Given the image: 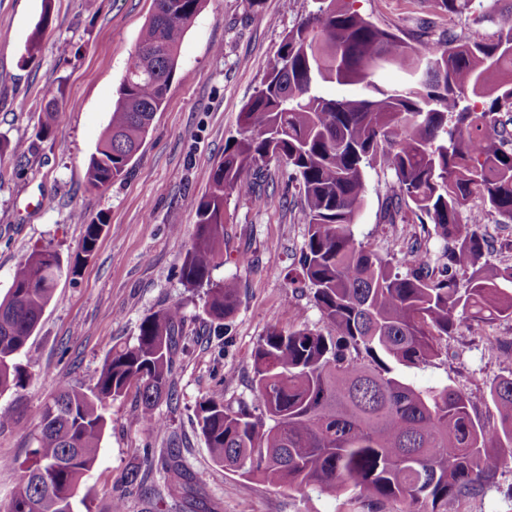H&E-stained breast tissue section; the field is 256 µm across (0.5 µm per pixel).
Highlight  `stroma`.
<instances>
[{"label": "stroma", "instance_id": "1", "mask_svg": "<svg viewBox=\"0 0 512 512\" xmlns=\"http://www.w3.org/2000/svg\"><path fill=\"white\" fill-rule=\"evenodd\" d=\"M380 27L415 28L429 12L426 0H352ZM313 8L312 0H206L179 51L177 73L162 109L127 175L91 188L86 170L105 131L122 77L153 11V0H0V296L15 268L36 248L52 246L63 261L81 251L84 222L103 220L93 254L75 276L58 282L38 328L20 357L30 373L24 390L0 394L18 425L0 429V459L25 461L37 413L62 381L95 386L113 346L134 342L141 321L180 306L186 342L172 372L174 400L160 401V427L138 421L135 390L106 405L98 459L82 491L92 512H102L130 470L144 476L142 491L126 497L125 512H368L354 493L336 496L313 487L269 483L243 490L238 473L213 463L197 422L199 403L214 391L235 406L251 399V352L270 327L299 322L322 333L308 291L293 288L306 240L297 191L285 189V165L267 163L264 190L287 194L280 208L232 194L224 204V264L215 278L236 283L240 302L218 330L203 312L204 291L187 286L179 267L196 222L195 204L208 191L212 169L236 135L239 116L259 89L285 33ZM50 10L42 50L22 63L26 40L43 10ZM64 86L63 111L53 133L38 139L40 110ZM394 185L391 171L367 172L368 194L354 227L357 240L383 255L401 257L414 243L438 253L417 223L381 220ZM77 260V259H76ZM447 354L400 375L419 387L449 385L476 396L477 415L493 425L498 412L490 386L512 375V321L461 323L443 338ZM154 454L178 450L202 474L192 489L168 492ZM448 512H512V469L479 495L449 504Z\"/></svg>", "mask_w": 512, "mask_h": 512}]
</instances>
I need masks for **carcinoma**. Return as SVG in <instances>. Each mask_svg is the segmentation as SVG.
Instances as JSON below:
<instances>
[{
    "label": "carcinoma",
    "mask_w": 512,
    "mask_h": 512,
    "mask_svg": "<svg viewBox=\"0 0 512 512\" xmlns=\"http://www.w3.org/2000/svg\"><path fill=\"white\" fill-rule=\"evenodd\" d=\"M314 10L284 36L277 58L241 112L233 143L215 164L209 193L196 203L197 221L182 279L206 289L204 312L224 325L239 305L237 288L216 280L224 262V201L235 192L264 206L271 158L298 183L307 227L297 281L312 293L335 335L300 323L275 327L252 355L251 401L237 407L217 394L197 417L213 462L257 481L288 488L315 485L336 495L353 491L371 512L386 502L401 512H448V503L479 494L512 464V376L489 390L498 424L477 417L472 394L450 385L420 388L394 373L442 356L440 340L469 320H512V267L488 262L486 216L512 222V8L494 19L496 38L480 28L486 0H435L438 11L399 34L377 26L349 0H313ZM204 0H154L139 42L158 47L133 54L106 132L87 167L90 186L120 179L139 151L174 79L180 44ZM50 8L28 38L23 59L41 49ZM466 16L458 34L436 40L438 20ZM398 65L407 79L378 86V71ZM358 86L331 98L322 84ZM63 90L43 108L37 137L53 132ZM385 165L394 193L382 219L412 213L432 225L440 253L406 266L367 249L353 226L365 204L367 170ZM103 223H88L81 250L93 253ZM76 267L45 246L15 270L0 300V393L23 390L29 374L17 357L37 329L58 280ZM465 283H460V278ZM185 316L171 306L146 316L136 341L112 352L95 387L59 383L39 410L29 464L0 461L19 472L0 512H77L92 469L110 400L136 388L144 427L161 426L154 408L172 395L175 356ZM170 488L202 481L179 454L161 460Z\"/></svg>",
    "instance_id": "1"
}]
</instances>
